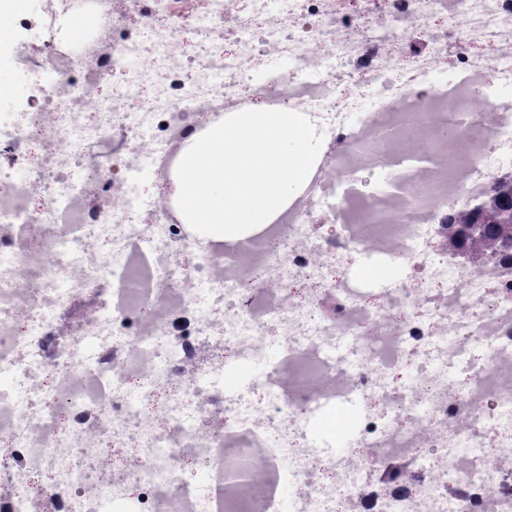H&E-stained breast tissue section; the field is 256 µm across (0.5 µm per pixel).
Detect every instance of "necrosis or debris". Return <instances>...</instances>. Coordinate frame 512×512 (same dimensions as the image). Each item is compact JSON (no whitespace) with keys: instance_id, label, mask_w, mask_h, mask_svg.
<instances>
[{"instance_id":"1","label":"necrosis or debris","mask_w":512,"mask_h":512,"mask_svg":"<svg viewBox=\"0 0 512 512\" xmlns=\"http://www.w3.org/2000/svg\"><path fill=\"white\" fill-rule=\"evenodd\" d=\"M69 12L93 31L62 37ZM9 22L34 90L0 112V512H278L285 482L288 512H512V256L448 269L449 218L512 172V0H44ZM275 56L288 75L253 83ZM258 104L307 112L325 150L247 243L204 240L171 177ZM394 140L424 156L403 190L342 192ZM364 253L409 277L363 288ZM350 406L348 452L321 446Z\"/></svg>"}]
</instances>
